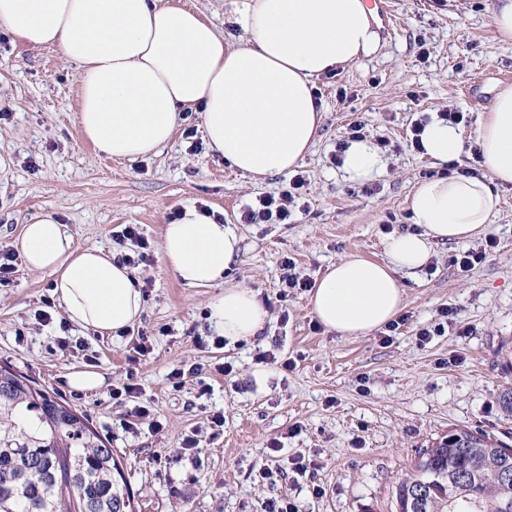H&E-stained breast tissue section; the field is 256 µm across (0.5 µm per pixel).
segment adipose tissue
I'll list each match as a JSON object with an SVG mask.
<instances>
[{"label": "adipose tissue", "instance_id": "adipose-tissue-1", "mask_svg": "<svg viewBox=\"0 0 512 512\" xmlns=\"http://www.w3.org/2000/svg\"><path fill=\"white\" fill-rule=\"evenodd\" d=\"M233 32L219 31L177 0H0V29L31 47H57L79 70L83 136L115 159L157 155L182 112L203 115L209 146L252 179L290 172L314 146L324 120L316 81L376 54L379 23L367 0H231ZM459 126L432 118L425 154L458 160ZM473 136L479 174L429 178L409 198L412 231L389 236L386 258L351 255L316 281L315 318L343 336L388 325L404 306L399 273L416 274L438 242L484 234L512 187V84L498 86ZM342 167L351 181L378 175L372 141L349 143ZM235 225L185 205L164 225L162 256L191 287L223 285L210 303L215 335L236 344L261 335L269 311L256 291L224 282L241 250ZM28 267L49 269L53 294L75 325L101 334L124 331L144 298L132 270L98 247L76 248L54 215L24 225L16 241Z\"/></svg>", "mask_w": 512, "mask_h": 512}]
</instances>
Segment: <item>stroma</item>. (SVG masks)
<instances>
[{"instance_id": "stroma-1", "label": "stroma", "mask_w": 512, "mask_h": 512, "mask_svg": "<svg viewBox=\"0 0 512 512\" xmlns=\"http://www.w3.org/2000/svg\"><path fill=\"white\" fill-rule=\"evenodd\" d=\"M387 4L377 13L379 52L317 81L325 118L299 165L306 206L285 224L241 223L246 204L285 189L289 178L242 176L209 147L201 113H183L157 156L100 153L79 130L76 65L0 31V248H13L25 224L51 214L81 249L127 251L129 241L117 236L126 224L139 225L157 249L174 212L203 204L242 238L228 283L258 291L269 310L262 336L214 346L208 305L220 287H188L158 257L135 267L137 282L150 284L145 309L116 336L73 325L52 294L50 271L17 262L12 285L0 288V365L88 416L135 492L137 512H266L279 498L300 512H394L392 488L419 449L450 427H477L512 445V418L497 400L512 384L511 188L501 192L487 231L496 246L485 260L460 271L450 258L468 242L438 243L420 273L401 276L407 321L390 340L378 331L346 339L314 330L308 293L279 286L287 258L313 279L349 254L384 260L389 233L412 228L415 184L448 171L408 147L412 126L452 105L472 131L482 108L469 87L490 100L497 85L512 84V43L498 39L490 0ZM357 122L367 138L390 143L383 171L365 183L347 180L332 160ZM447 307L452 325L419 344L418 330ZM44 312L50 322L41 321ZM463 326L471 335H458ZM144 334L152 348L140 354ZM262 351L276 360L259 393L250 373ZM85 368L101 372L104 386L71 389L68 373ZM176 368L190 372L177 387L168 380ZM131 375L140 393L113 398ZM141 406L148 417H136ZM217 414L223 424L214 423ZM274 441L281 451L270 450ZM300 454L309 463L302 476L289 465ZM264 467L278 471L276 482L261 479Z\"/></svg>"}]
</instances>
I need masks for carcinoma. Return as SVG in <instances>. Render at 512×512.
<instances>
[{
    "instance_id": "1",
    "label": "carcinoma",
    "mask_w": 512,
    "mask_h": 512,
    "mask_svg": "<svg viewBox=\"0 0 512 512\" xmlns=\"http://www.w3.org/2000/svg\"><path fill=\"white\" fill-rule=\"evenodd\" d=\"M469 426L418 452L396 512H512V452ZM0 512H136L108 442L86 416L0 366Z\"/></svg>"
}]
</instances>
